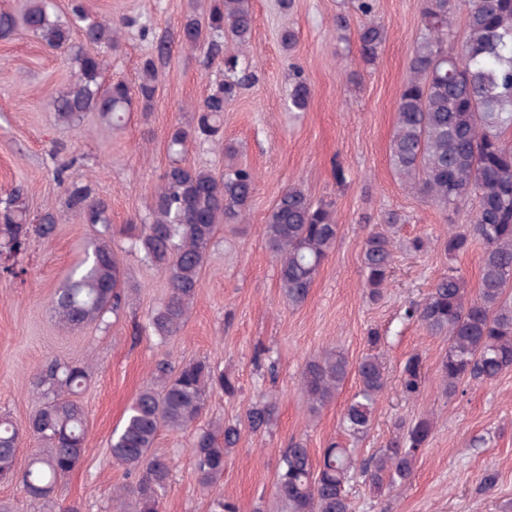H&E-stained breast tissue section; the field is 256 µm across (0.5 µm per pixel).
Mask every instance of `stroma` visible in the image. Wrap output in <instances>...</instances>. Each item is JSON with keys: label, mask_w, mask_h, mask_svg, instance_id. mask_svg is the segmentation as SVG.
<instances>
[{"label": "stroma", "mask_w": 512, "mask_h": 512, "mask_svg": "<svg viewBox=\"0 0 512 512\" xmlns=\"http://www.w3.org/2000/svg\"><path fill=\"white\" fill-rule=\"evenodd\" d=\"M85 8L120 22V46L109 54L106 79L137 85L143 59L159 42L169 52L155 61L151 109L133 104L124 126L113 127L91 113L80 127L58 121L51 102L69 83L72 62L25 34L0 39V198L24 185L31 214L62 209L65 193L57 175L89 183L108 206L112 246L123 263L129 295L109 325L71 330L51 311L54 292L82 257L93 229L67 217L47 238H31L25 251L0 254V414L25 426L36 407L35 374L53 360L91 359V379L80 398L87 410L90 443L82 465L60 481L59 505L79 503L81 512H112L114 487L133 475L113 462L108 443L132 398L151 383L155 360L173 363L206 359L223 369L238 391L214 393L207 419L243 418L263 398L275 406L269 430L243 431L226 458L221 489L239 512L272 505L280 455L289 441L303 440L312 460L339 440L341 414L357 390L349 377L335 400L310 413L300 386L304 361L323 350L341 349L350 362L376 351L388 376L369 434L356 443L367 456L391 437L398 421L428 417L432 434L411 478L392 492L376 493L362 478L351 484L354 512H512V370L491 384H472L455 396L444 392L437 372L447 343L416 322L403 320L410 301L422 299L433 282L454 271L477 292L483 245L451 259L442 243L464 228L467 211L444 214L426 197L401 184L390 165L395 105L407 77V63L422 30L419 0H373V19L386 41L374 65L359 60L356 30L362 20L353 0H253L254 26L247 57L253 85L224 113V141L234 156L210 144H191L185 163L222 171L229 163L250 168L256 190L243 223L218 229L201 272V288L185 327L166 345L147 329L151 312L167 295L164 272L129 253L125 225L147 219L152 195L172 161L168 133L189 123L195 106L224 76L221 58L184 49L183 20L205 12L210 0H82ZM348 20L346 40L336 38V18ZM296 39L285 47L281 34ZM311 89L304 112L288 108L292 67ZM344 182H337V171ZM301 185L313 199L336 204L340 226L333 254L321 267L307 301L289 306L277 279L276 262L261 227L289 185ZM400 214L398 224L388 213ZM372 231L386 233L394 254V276L384 298L364 295L361 254ZM423 238V251L408 244ZM383 338L369 348L367 337ZM424 359V380L416 398H405L398 380L411 353ZM485 437L473 447L475 437ZM157 452L174 469L162 512H209L198 484L189 438L161 432ZM495 474L494 487L481 481Z\"/></svg>", "instance_id": "1"}]
</instances>
